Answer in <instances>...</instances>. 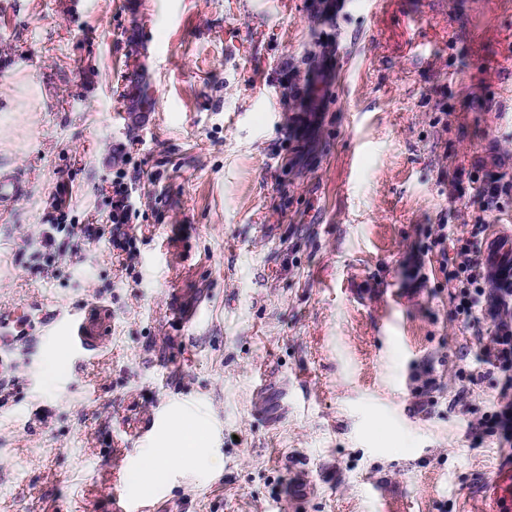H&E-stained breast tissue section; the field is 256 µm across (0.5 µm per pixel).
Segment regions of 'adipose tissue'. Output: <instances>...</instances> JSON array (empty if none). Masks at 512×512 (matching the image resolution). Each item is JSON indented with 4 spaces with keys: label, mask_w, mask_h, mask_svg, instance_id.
I'll use <instances>...</instances> for the list:
<instances>
[{
    "label": "adipose tissue",
    "mask_w": 512,
    "mask_h": 512,
    "mask_svg": "<svg viewBox=\"0 0 512 512\" xmlns=\"http://www.w3.org/2000/svg\"><path fill=\"white\" fill-rule=\"evenodd\" d=\"M204 447L205 436L201 423L187 414L173 415L164 447L144 450L141 458L142 471L153 474L173 463L193 462Z\"/></svg>",
    "instance_id": "ef3b65f1"
}]
</instances>
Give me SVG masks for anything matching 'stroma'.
Wrapping results in <instances>:
<instances>
[{
  "instance_id": "35a3bbf8",
  "label": "stroma",
  "mask_w": 512,
  "mask_h": 512,
  "mask_svg": "<svg viewBox=\"0 0 512 512\" xmlns=\"http://www.w3.org/2000/svg\"><path fill=\"white\" fill-rule=\"evenodd\" d=\"M5 166L29 189L0 214V312L111 333L12 350L0 512L493 506L512 443L483 420L512 390L448 274L512 232L476 192L512 177V0H0ZM175 409L224 468L142 481ZM107 217L111 224H127L131 220L130 192L124 177L112 181V209ZM39 313L41 336H58L63 343L76 349L79 356L89 355L101 348L100 328L92 331L87 318L65 317L58 309Z\"/></svg>"
}]
</instances>
